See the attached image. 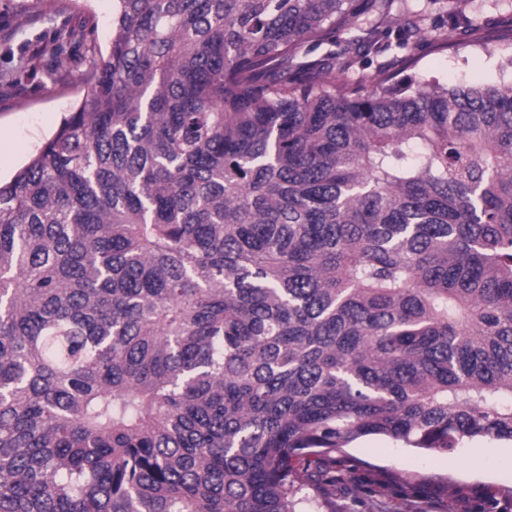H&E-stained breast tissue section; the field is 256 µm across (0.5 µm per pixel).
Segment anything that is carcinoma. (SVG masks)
<instances>
[{
	"label": "carcinoma",
	"instance_id": "1",
	"mask_svg": "<svg viewBox=\"0 0 512 512\" xmlns=\"http://www.w3.org/2000/svg\"><path fill=\"white\" fill-rule=\"evenodd\" d=\"M113 2L0 184V512H300L365 437L512 440V84L336 79L355 0Z\"/></svg>",
	"mask_w": 512,
	"mask_h": 512
}]
</instances>
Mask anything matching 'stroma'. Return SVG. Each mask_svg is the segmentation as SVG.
Masks as SVG:
<instances>
[{"mask_svg":"<svg viewBox=\"0 0 512 512\" xmlns=\"http://www.w3.org/2000/svg\"><path fill=\"white\" fill-rule=\"evenodd\" d=\"M113 0H0V180L9 181L58 129L62 117L86 92V47L68 46L60 69L37 72L24 85L11 82L21 57L35 52L53 31L92 16L96 47L107 50L112 38ZM460 11L478 21L464 25L451 19ZM422 13L424 22L410 39L417 61L406 68L402 58L381 51L369 55L368 73L394 69L412 78L436 76L448 83L512 84V0H394L392 13L405 21ZM447 38V51H436L435 37ZM495 45V55L480 51ZM337 466L352 471L372 495H361L359 512H380L389 499L391 512H477L485 500L512 507V442L463 440L452 454L406 447L384 436H369L340 454Z\"/></svg>","mask_w":512,"mask_h":512,"instance_id":"1","label":"stroma"}]
</instances>
